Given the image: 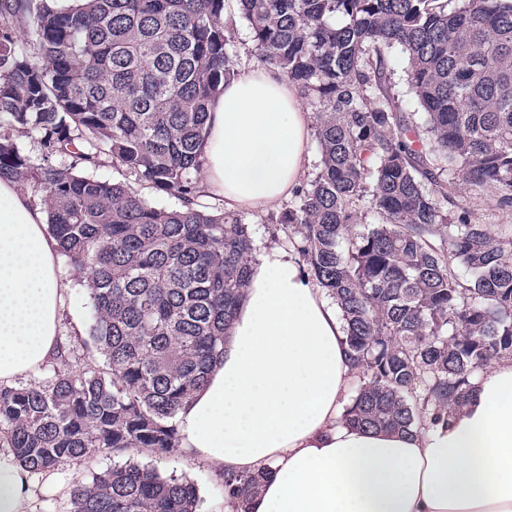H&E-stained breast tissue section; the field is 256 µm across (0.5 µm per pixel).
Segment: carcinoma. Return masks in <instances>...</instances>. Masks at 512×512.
Segmentation results:
<instances>
[{
  "instance_id": "1",
  "label": "carcinoma",
  "mask_w": 512,
  "mask_h": 512,
  "mask_svg": "<svg viewBox=\"0 0 512 512\" xmlns=\"http://www.w3.org/2000/svg\"><path fill=\"white\" fill-rule=\"evenodd\" d=\"M225 0H0V179L31 187L87 274L104 367L0 387V434L34 473L133 449L163 460L248 287L239 215L199 202L206 123L237 74ZM254 51L315 108L318 171L279 231L335 299L359 384L340 421L404 433L512 359V223L470 221L461 186L512 220V0H240ZM30 30L20 40L16 29ZM407 54L420 127L391 93ZM27 133L33 158L17 144ZM105 164L123 176L101 180ZM181 200L158 207L141 189ZM369 208L378 223L360 226ZM260 476L226 472L246 512ZM69 512H197V488L115 462Z\"/></svg>"
}]
</instances>
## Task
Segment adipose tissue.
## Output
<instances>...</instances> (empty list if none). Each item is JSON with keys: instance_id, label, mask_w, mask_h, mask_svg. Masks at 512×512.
Masks as SVG:
<instances>
[{"instance_id": "obj_1", "label": "adipose tissue", "mask_w": 512, "mask_h": 512, "mask_svg": "<svg viewBox=\"0 0 512 512\" xmlns=\"http://www.w3.org/2000/svg\"><path fill=\"white\" fill-rule=\"evenodd\" d=\"M312 117L277 70H241L208 114L201 185L228 212L289 198ZM55 240L0 181V385L58 362L65 307ZM352 371L335 303L292 253L256 262L224 352L177 418L180 448L265 473L249 512H512V362L492 363L447 422L419 433L341 423ZM39 475L0 446V512H35Z\"/></svg>"}]
</instances>
